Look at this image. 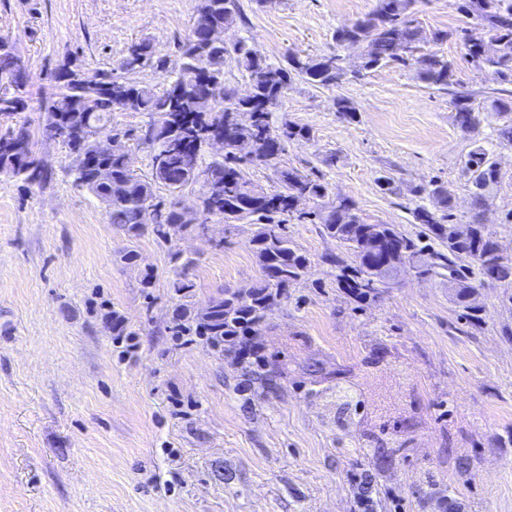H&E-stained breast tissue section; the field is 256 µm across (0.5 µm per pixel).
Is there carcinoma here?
Listing matches in <instances>:
<instances>
[{
  "label": "carcinoma",
  "instance_id": "carcinoma-1",
  "mask_svg": "<svg viewBox=\"0 0 512 512\" xmlns=\"http://www.w3.org/2000/svg\"><path fill=\"white\" fill-rule=\"evenodd\" d=\"M417 0H377L375 8L349 26L333 34L336 46L347 41L366 39L368 51L360 68L398 64L410 66L430 86L446 90L453 85V64L435 52L423 53L417 44L420 26L414 17ZM462 10L476 23L478 37L471 30L433 31L429 40L442 44L459 41L468 61L492 71L499 87L493 89L490 111L500 123L497 139L512 145V0H464ZM246 23L239 0H199L194 23L180 45L175 79L168 89L157 91L127 77L122 78L124 102L100 94L93 111L76 112L74 103L87 90L64 77L68 65H62L55 79L62 86L59 93L45 98L42 133L48 140L64 144L75 158L74 182L91 193L103 206L108 222L136 238L151 231L157 238H170V231L203 226L213 217L228 226L236 225L237 213L247 210L256 229L250 240L258 259L261 276L246 288L212 298L205 306L176 309L170 330L174 336H198L215 349H224L225 338L234 337L233 348L241 353L247 346L253 324L271 316L288 299V288L304 278L310 260L288 237V218L297 212L296 200L322 199L327 187L317 178L295 168L275 170L278 186L265 189L245 178L242 166H272L288 143L307 139L310 129L284 120L276 126L271 114L288 92L292 76L297 75L314 86H337L342 76L327 63V56H291L285 65L267 61L248 43L240 40L231 46L211 40L214 29ZM495 43L497 52L489 56L485 42ZM156 53L149 41L131 45L119 69L131 74L152 61ZM232 60L248 76L252 94L234 100L224 85V67ZM22 59L5 42L0 41V74L14 77L7 101L0 100V120H10L0 135V175L16 178L27 185L43 179V169L30 146L26 123L16 120L27 104L28 73L20 68ZM455 122L463 131L476 123L472 96L457 94L452 99ZM140 112L147 116L141 140L152 149L151 173L139 176L130 170L125 151L110 155L97 152L93 140L83 138L76 126L84 124L102 133L129 139V133L112 124V113ZM214 134L228 146L224 156L205 159L203 139ZM195 166L204 176L199 189V209L186 213L174 200L158 194L164 186L171 190L187 184L185 171ZM477 190L473 196L475 214L469 235L458 238L450 223L453 208L448 188L437 185L432 196L442 214L425 207L413 212L416 223L425 226L418 235H410L394 224H368L354 213L355 204L346 197L314 213L321 233L336 239L343 248L339 254L322 257V261L339 270L338 285L355 302L377 297L374 276L383 266H392L405 257L423 264V253L432 262L424 264L422 275L448 274L454 280L451 301L462 310L468 322L478 320V309L470 301L471 284L466 273L475 272L483 281L512 282V260L499 255L498 244L480 222V212L497 184L496 162L483 148L472 151L466 162ZM151 207L155 221H140L143 209ZM377 230L380 242L372 249L363 247L370 230ZM428 239L437 244L430 249L422 245ZM245 375L269 389L280 373L270 367L262 353L245 361Z\"/></svg>",
  "mask_w": 512,
  "mask_h": 512
}]
</instances>
